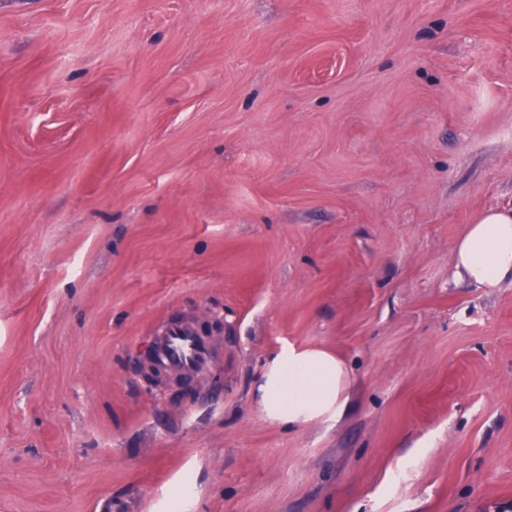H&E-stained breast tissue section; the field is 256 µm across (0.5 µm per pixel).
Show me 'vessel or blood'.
I'll use <instances>...</instances> for the list:
<instances>
[{
	"instance_id": "1",
	"label": "vessel or blood",
	"mask_w": 512,
	"mask_h": 512,
	"mask_svg": "<svg viewBox=\"0 0 512 512\" xmlns=\"http://www.w3.org/2000/svg\"><path fill=\"white\" fill-rule=\"evenodd\" d=\"M152 363L158 370L182 376H204L213 364L210 338L187 325L166 324L151 338Z\"/></svg>"
}]
</instances>
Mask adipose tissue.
Masks as SVG:
<instances>
[{
    "instance_id": "obj_1",
    "label": "adipose tissue",
    "mask_w": 512,
    "mask_h": 512,
    "mask_svg": "<svg viewBox=\"0 0 512 512\" xmlns=\"http://www.w3.org/2000/svg\"><path fill=\"white\" fill-rule=\"evenodd\" d=\"M454 266L480 286L512 280V208L484 211L468 225L457 243ZM258 392L270 421L309 424L340 414L351 384L333 353L291 344L269 358Z\"/></svg>"
}]
</instances>
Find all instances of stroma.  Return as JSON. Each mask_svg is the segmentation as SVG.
Listing matches in <instances>:
<instances>
[{"label":"stroma","instance_id":"stroma-1","mask_svg":"<svg viewBox=\"0 0 512 512\" xmlns=\"http://www.w3.org/2000/svg\"><path fill=\"white\" fill-rule=\"evenodd\" d=\"M512 0H0V512H512ZM220 317L210 375L136 362ZM340 416L257 396L287 344ZM454 266L480 286L512 282V208L489 209L469 224L457 243ZM258 392L270 421L309 424L338 416L351 384L343 362L333 353L288 344L269 358Z\"/></svg>","mask_w":512,"mask_h":512}]
</instances>
